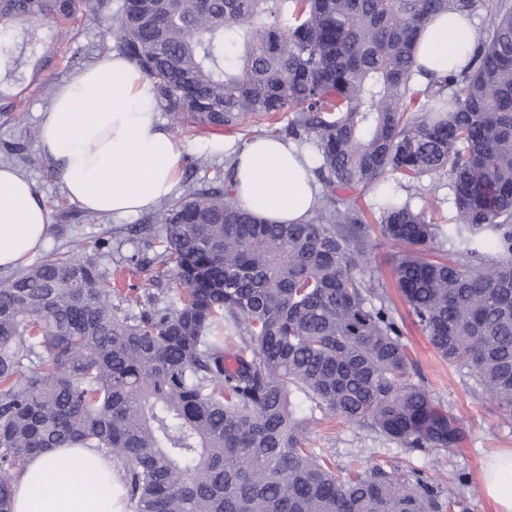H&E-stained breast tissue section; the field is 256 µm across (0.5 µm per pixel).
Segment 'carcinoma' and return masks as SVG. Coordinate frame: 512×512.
Masks as SVG:
<instances>
[{
	"mask_svg": "<svg viewBox=\"0 0 512 512\" xmlns=\"http://www.w3.org/2000/svg\"><path fill=\"white\" fill-rule=\"evenodd\" d=\"M82 11L112 19L100 50L136 63L185 131L255 127L308 149L320 200L271 224L238 202L230 163L161 200L145 222L163 225L154 280L176 272L177 306L112 303L74 253L1 283L0 512L31 454L75 444L112 458L129 512H449L425 472L338 468L309 427L319 411L409 452L464 442L376 283L373 224L398 247L414 323L512 420V0H0V23L67 38ZM448 11L479 20L469 59L416 88L417 38ZM41 46L23 31L0 72L55 63ZM390 174L401 191L380 189ZM443 177L447 226L413 205Z\"/></svg>",
	"mask_w": 512,
	"mask_h": 512,
	"instance_id": "1",
	"label": "carcinoma"
}]
</instances>
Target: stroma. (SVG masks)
<instances>
[{
	"label": "stroma",
	"mask_w": 512,
	"mask_h": 512,
	"mask_svg": "<svg viewBox=\"0 0 512 512\" xmlns=\"http://www.w3.org/2000/svg\"><path fill=\"white\" fill-rule=\"evenodd\" d=\"M106 20L94 14H84L80 20L82 30L77 42L54 40V27L44 23L39 33L49 43L56 57H70L74 53L88 55L97 60L98 47L107 40ZM69 75L65 68H44L27 77V87L22 94H15L12 85H0V159L14 143L25 146L24 158H11L10 166L29 178L38 198L53 212V224L43 248L44 254L63 253L73 242H81L87 256L97 260L102 270L112 271L117 262L139 255L148 259L160 251L162 234L160 225L143 223L141 215L120 218L87 212L69 202L62 190V183L51 163L42 155L39 139L34 132L39 128L40 114L49 105L55 87ZM174 142L182 150L180 189L201 178L223 175L226 158L214 153L209 143L217 137L233 138L244 143L246 136L236 130H201L186 133L170 127ZM205 159L207 169H196L197 159ZM127 282L143 300H161L177 304L182 286L177 278L154 281L150 267L128 276ZM409 351L416 360L420 374L432 396L448 411L458 416L466 430L463 451L450 454L444 451L407 453L396 444L384 442L373 432L338 419H328L310 428L311 445L324 449L337 465H345L350 456L363 460L398 465L402 468L433 470L438 473L449 494L461 501L464 512H495L483 485V470L491 456L512 449V423L504 422L494 406L462 371L442 360L427 338L404 318L402 327ZM466 476V483H459V476Z\"/></svg>",
	"instance_id": "stroma-1"
}]
</instances>
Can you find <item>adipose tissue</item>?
<instances>
[{
	"label": "adipose tissue",
	"instance_id": "adipose-tissue-1",
	"mask_svg": "<svg viewBox=\"0 0 512 512\" xmlns=\"http://www.w3.org/2000/svg\"><path fill=\"white\" fill-rule=\"evenodd\" d=\"M472 20L449 12L426 26L417 60L430 75L461 63ZM40 149L66 197L115 217L145 212L176 191L181 152L160 119L152 80L118 54L100 58L56 86L41 114ZM213 151L235 164V195L275 224L300 223L315 209L318 186L309 151L257 137L244 145L219 139ZM52 211L31 182L0 164V269L25 266L43 247ZM483 480L496 512H512V452L493 459ZM14 512H124L112 464L90 448H55L31 457L13 484Z\"/></svg>",
	"mask_w": 512,
	"mask_h": 512
}]
</instances>
